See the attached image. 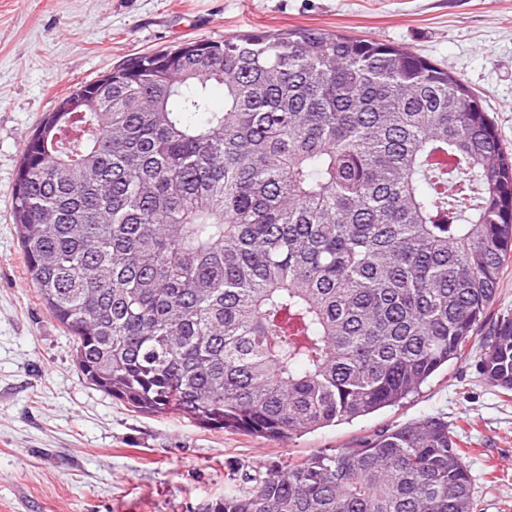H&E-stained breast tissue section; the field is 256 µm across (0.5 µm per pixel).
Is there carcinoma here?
Instances as JSON below:
<instances>
[{"label": "carcinoma", "mask_w": 512, "mask_h": 512, "mask_svg": "<svg viewBox=\"0 0 512 512\" xmlns=\"http://www.w3.org/2000/svg\"><path fill=\"white\" fill-rule=\"evenodd\" d=\"M224 106L212 105V89ZM11 212L80 373L136 412L293 438L479 346L512 392V154L410 49L316 28L142 53L24 143ZM229 485L203 512H475L435 415ZM507 315H512V259L506 263L501 274L496 300L488 311L485 329Z\"/></svg>", "instance_id": "obj_1"}]
</instances>
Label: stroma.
I'll list each match as a JSON object with an SVG mask.
<instances>
[{
  "instance_id": "stroma-1",
  "label": "stroma",
  "mask_w": 512,
  "mask_h": 512,
  "mask_svg": "<svg viewBox=\"0 0 512 512\" xmlns=\"http://www.w3.org/2000/svg\"><path fill=\"white\" fill-rule=\"evenodd\" d=\"M323 28L394 42L462 79L512 151V0H0V512H198L243 472L353 448L432 414L467 451L476 512H512V393L478 352L403 404L290 440L141 414L86 383L25 272L11 191L25 138L72 88L188 40Z\"/></svg>"
}]
</instances>
